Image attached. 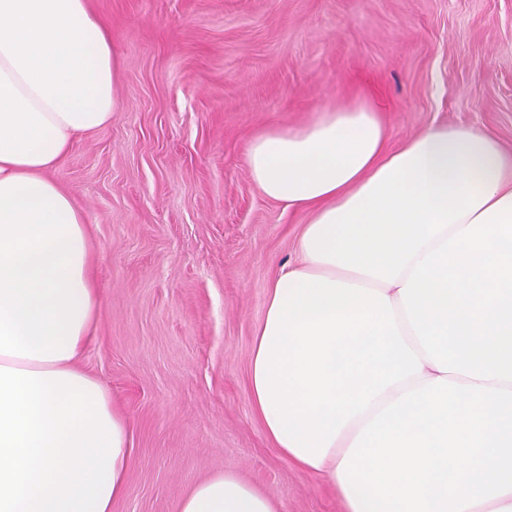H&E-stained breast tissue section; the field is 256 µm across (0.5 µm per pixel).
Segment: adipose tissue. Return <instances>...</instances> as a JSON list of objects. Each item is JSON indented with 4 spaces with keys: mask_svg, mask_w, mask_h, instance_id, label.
Instances as JSON below:
<instances>
[{
    "mask_svg": "<svg viewBox=\"0 0 512 512\" xmlns=\"http://www.w3.org/2000/svg\"><path fill=\"white\" fill-rule=\"evenodd\" d=\"M120 65L87 0H0V512H111L125 492L129 422L79 366L98 306L91 229L51 176L111 123ZM246 164L265 197L310 213L254 335L253 409L282 457L337 489L361 428L438 377L400 291L417 261L512 201V149L445 126L390 147L362 95L257 134ZM179 512L276 510L227 472Z\"/></svg>",
    "mask_w": 512,
    "mask_h": 512,
    "instance_id": "1",
    "label": "adipose tissue"
}]
</instances>
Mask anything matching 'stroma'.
I'll return each instance as SVG.
<instances>
[{
	"instance_id": "35a3bbf8",
	"label": "stroma",
	"mask_w": 512,
	"mask_h": 512,
	"mask_svg": "<svg viewBox=\"0 0 512 512\" xmlns=\"http://www.w3.org/2000/svg\"><path fill=\"white\" fill-rule=\"evenodd\" d=\"M87 2L122 60L119 108L53 176L92 232L99 308L79 365L132 431L112 512H178L224 472L277 512H342L252 407L268 287L309 214L258 191L247 149L364 92L392 145L448 125L511 149L512 0Z\"/></svg>"
}]
</instances>
